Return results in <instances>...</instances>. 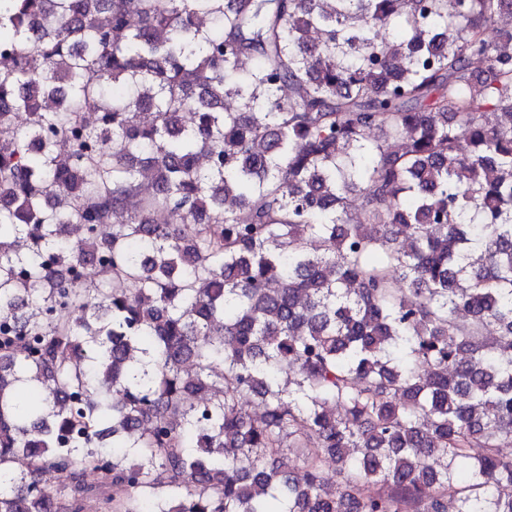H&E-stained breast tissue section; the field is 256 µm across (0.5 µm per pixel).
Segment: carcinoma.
Segmentation results:
<instances>
[{
	"label": "carcinoma",
	"instance_id": "cac0c4a2",
	"mask_svg": "<svg viewBox=\"0 0 512 512\" xmlns=\"http://www.w3.org/2000/svg\"><path fill=\"white\" fill-rule=\"evenodd\" d=\"M503 15L0 0V512H512Z\"/></svg>",
	"mask_w": 512,
	"mask_h": 512
}]
</instances>
